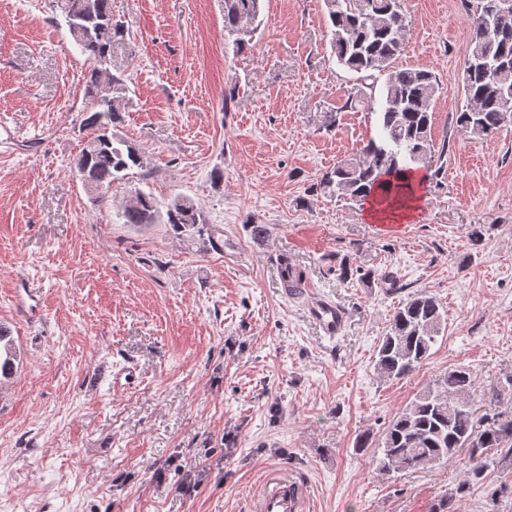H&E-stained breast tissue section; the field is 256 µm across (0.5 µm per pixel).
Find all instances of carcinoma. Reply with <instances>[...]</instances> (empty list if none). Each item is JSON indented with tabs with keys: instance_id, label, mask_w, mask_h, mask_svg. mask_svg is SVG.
<instances>
[{
	"instance_id": "obj_1",
	"label": "carcinoma",
	"mask_w": 512,
	"mask_h": 512,
	"mask_svg": "<svg viewBox=\"0 0 512 512\" xmlns=\"http://www.w3.org/2000/svg\"><path fill=\"white\" fill-rule=\"evenodd\" d=\"M264 0H224V31L237 48L252 41L261 25ZM495 0H464L471 40L461 81L466 105L455 113L463 134L487 139L512 123V10L498 11ZM336 63L360 74L369 92L349 98L345 107H363L376 116V135L358 153L336 162L320 188L355 202L376 199L391 177L430 172L444 157L448 145L436 147L431 136L434 101L439 77L430 69H398L397 56L405 48L410 20L404 0H323ZM64 24H78L69 32L89 62L85 76L82 127L86 136L73 166L89 202L100 207L112 183L126 171L143 167V155L133 145L112 134L121 121V109L107 93L112 42L123 35L112 16V0H56ZM384 79L380 99H375L379 79ZM379 109H373L374 102ZM165 210H160V207ZM126 224H156L159 219L179 234L198 237L203 246L217 247L215 231L194 201L177 194L161 204L137 190L122 207ZM440 300L428 290L413 293L395 311L379 346L375 370L389 380L403 378L429 356L444 327ZM18 358L9 333L0 327V377L9 376ZM473 374L467 367L451 370L435 387L427 388L399 410L386 427L381 442L368 432L357 434L354 447L373 449V463L384 474L418 471L447 463L461 451L469 455L464 483L477 482L484 455L491 448L512 443V415L478 416L470 403Z\"/></svg>"
}]
</instances>
